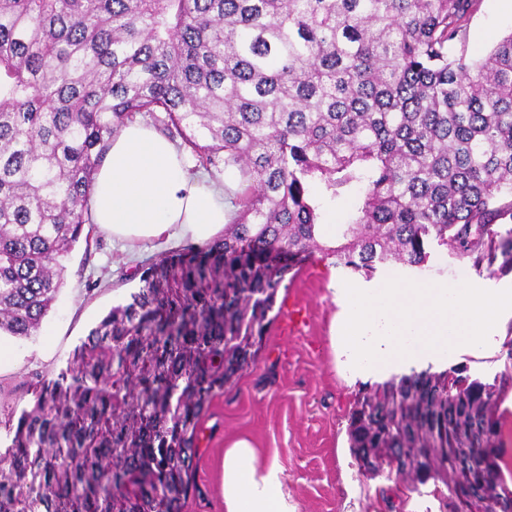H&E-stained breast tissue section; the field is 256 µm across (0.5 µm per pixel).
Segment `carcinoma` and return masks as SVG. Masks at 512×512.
<instances>
[{
  "instance_id": "carcinoma-1",
  "label": "carcinoma",
  "mask_w": 512,
  "mask_h": 512,
  "mask_svg": "<svg viewBox=\"0 0 512 512\" xmlns=\"http://www.w3.org/2000/svg\"><path fill=\"white\" fill-rule=\"evenodd\" d=\"M479 0H0V332L40 330L63 259L93 231V176L148 116L224 164V236L149 264L57 379L7 412L0 512H183L200 421L261 351L279 289L312 253L372 277L446 249L512 272V33L450 55ZM358 188L323 231L326 197ZM466 368L394 377L360 397L349 448L376 474L449 487L459 448L500 445V387ZM442 448L437 462L415 452ZM496 483L495 468L470 486Z\"/></svg>"
}]
</instances>
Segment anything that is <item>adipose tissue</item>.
Masks as SVG:
<instances>
[{
	"label": "adipose tissue",
	"mask_w": 512,
	"mask_h": 512,
	"mask_svg": "<svg viewBox=\"0 0 512 512\" xmlns=\"http://www.w3.org/2000/svg\"><path fill=\"white\" fill-rule=\"evenodd\" d=\"M91 206L101 231L131 243L186 237L205 243L230 219L223 187L192 175L176 144L142 121L113 138ZM220 482L224 512H297L284 491L278 454L260 455L247 436L226 441Z\"/></svg>",
	"instance_id": "obj_1"
}]
</instances>
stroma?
I'll use <instances>...</instances> for the list:
<instances>
[{"mask_svg": "<svg viewBox=\"0 0 512 512\" xmlns=\"http://www.w3.org/2000/svg\"><path fill=\"white\" fill-rule=\"evenodd\" d=\"M512 33V7L505 0H480L452 53L474 62ZM91 244H77L66 261V284L43 327L29 339L0 337L11 357L0 371V406L19 403L34 375L56 378L74 347L112 305L139 288L135 276L146 261L168 256L170 246L150 240L135 246L112 241L93 231ZM348 275L330 261L316 259L300 269L279 301L296 296L306 305L310 327L290 336L273 323L267 347L237 383L211 400L200 425V459L185 512H224L217 463L226 437L250 436L260 452L278 451L285 489L298 512H445L434 482L373 475L360 468L348 447L347 416L361 393L381 384V377L347 372L332 347V322L340 307L336 295ZM506 349L465 351L450 360L405 364L402 373L430 369L441 372L467 365L471 378L502 380L499 405L502 448L497 464L512 461V380H503Z\"/></svg>", "mask_w": 512, "mask_h": 512, "instance_id": "stroma-1", "label": "stroma"}]
</instances>
